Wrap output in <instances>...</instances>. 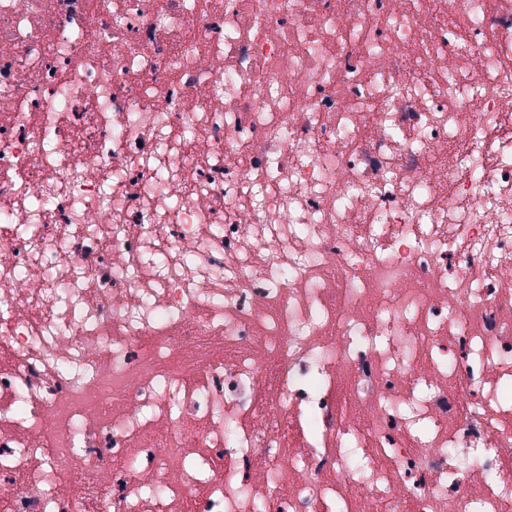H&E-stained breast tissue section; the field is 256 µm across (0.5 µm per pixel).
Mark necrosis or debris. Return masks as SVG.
I'll list each match as a JSON object with an SVG mask.
<instances>
[{
	"instance_id": "4bbe7bcc",
	"label": "necrosis or debris",
	"mask_w": 512,
	"mask_h": 512,
	"mask_svg": "<svg viewBox=\"0 0 512 512\" xmlns=\"http://www.w3.org/2000/svg\"><path fill=\"white\" fill-rule=\"evenodd\" d=\"M8 512H512V0H0Z\"/></svg>"
}]
</instances>
